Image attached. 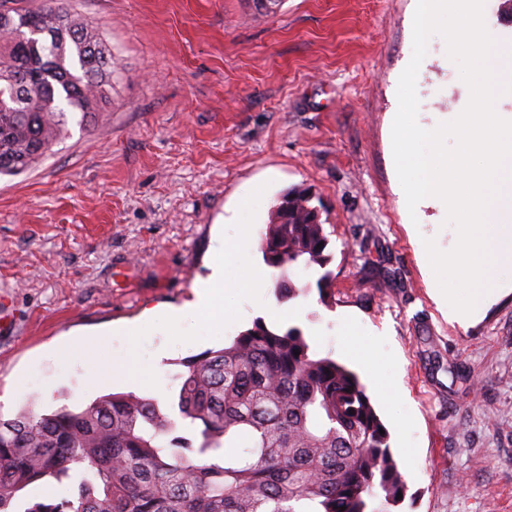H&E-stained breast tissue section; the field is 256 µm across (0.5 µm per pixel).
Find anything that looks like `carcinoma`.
<instances>
[{"label":"carcinoma","mask_w":512,"mask_h":512,"mask_svg":"<svg viewBox=\"0 0 512 512\" xmlns=\"http://www.w3.org/2000/svg\"><path fill=\"white\" fill-rule=\"evenodd\" d=\"M110 90L112 55L80 15L61 0H0V175L29 169ZM282 198L260 251L289 301L287 271L323 269L331 253L309 190ZM184 367L181 425L134 394L0 419V512H371L404 492L365 385L314 354L300 327L258 320ZM46 477L73 481L72 496L20 507L17 493Z\"/></svg>","instance_id":"1"}]
</instances>
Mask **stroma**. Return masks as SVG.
<instances>
[{
    "instance_id": "35a3bbf8",
    "label": "stroma",
    "mask_w": 512,
    "mask_h": 512,
    "mask_svg": "<svg viewBox=\"0 0 512 512\" xmlns=\"http://www.w3.org/2000/svg\"><path fill=\"white\" fill-rule=\"evenodd\" d=\"M112 55L108 103L52 152L0 177V417L77 409L127 385L169 400L184 361L256 320L300 326L312 350L372 371L368 393L406 485L378 512H512V292L469 327L448 320L420 258L451 248L436 200L408 211L392 154L415 0H66ZM428 128L470 91L431 37L416 79ZM309 189L329 238L332 285L294 270L297 296L246 295L276 200ZM224 325L186 319L125 336L149 311L192 302L218 234ZM353 314L346 327L344 314Z\"/></svg>"
}]
</instances>
